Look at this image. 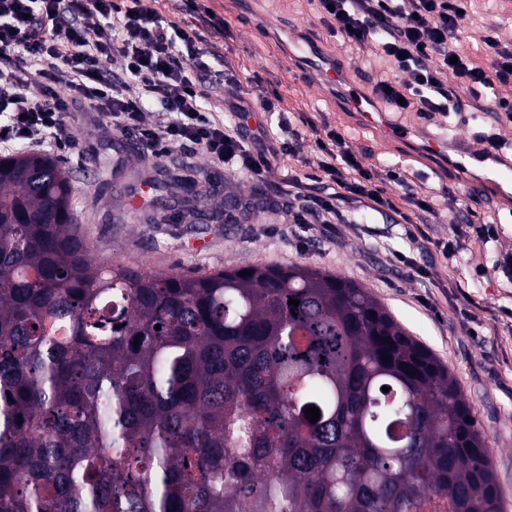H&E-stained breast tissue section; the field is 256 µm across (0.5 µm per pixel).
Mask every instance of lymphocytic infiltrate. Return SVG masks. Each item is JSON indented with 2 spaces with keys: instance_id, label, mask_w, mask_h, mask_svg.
<instances>
[{
  "instance_id": "lymphocytic-infiltrate-1",
  "label": "lymphocytic infiltrate",
  "mask_w": 512,
  "mask_h": 512,
  "mask_svg": "<svg viewBox=\"0 0 512 512\" xmlns=\"http://www.w3.org/2000/svg\"><path fill=\"white\" fill-rule=\"evenodd\" d=\"M329 32L389 73L375 84L378 102L393 112L448 115L493 99L512 123V99L495 95L512 84V45L496 28L481 30L489 64L460 48V23L474 0H313ZM189 27L162 17L155 0H0V151L70 146L62 132L76 104H84L113 132L136 140L153 159L201 154L253 186L243 210H278L287 224H315L321 232L352 224L358 213L407 210L435 214L423 192L405 189L399 168L363 166L346 138L330 126L312 129L328 192L312 193L299 174L271 181L277 163L299 160L305 134L279 105L276 93L255 103L237 97L215 114L206 81H227L215 39L224 18L204 0H173ZM276 116L275 126L249 138L242 132L252 106ZM403 186L386 197L383 181Z\"/></svg>"
}]
</instances>
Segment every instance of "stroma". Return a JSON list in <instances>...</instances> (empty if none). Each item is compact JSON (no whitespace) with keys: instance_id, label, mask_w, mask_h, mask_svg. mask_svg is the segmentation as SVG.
I'll use <instances>...</instances> for the list:
<instances>
[{"instance_id":"1","label":"stroma","mask_w":512,"mask_h":512,"mask_svg":"<svg viewBox=\"0 0 512 512\" xmlns=\"http://www.w3.org/2000/svg\"><path fill=\"white\" fill-rule=\"evenodd\" d=\"M208 5L226 21L220 39L224 63L241 91H277L281 108L290 111L295 123L329 122L364 164L380 170L396 166L413 188L429 191L437 213L425 225L393 224L379 216L367 224H342L331 239L310 224H286L281 232L269 233L275 216L263 208L231 224L207 213L190 224L182 216L183 177L208 175L216 209L223 206L225 194H249L250 183L201 155L185 164L145 157L136 141L113 135L111 127L81 105L67 120L74 146L57 157L72 177L74 217L93 258L185 275L248 263L304 264L363 284L455 376L488 437L503 512H512V280L500 267L502 258L512 255V210L488 197H468L461 184L427 175L412 157L388 148L375 131L350 126L315 79L288 70L285 48L297 32L343 60L351 58L342 40L318 21L309 0H208ZM498 117L491 103L446 117L385 115L391 124L411 122L426 134L442 136L450 130L471 140L496 132ZM464 198L475 221L491 224L497 232L484 249L485 275L433 250L413 253L415 264L429 267L426 279L413 275L410 267L390 263L391 252L408 250V233L452 238L457 202ZM154 211L165 215V223H151ZM464 308L472 319H462Z\"/></svg>"}]
</instances>
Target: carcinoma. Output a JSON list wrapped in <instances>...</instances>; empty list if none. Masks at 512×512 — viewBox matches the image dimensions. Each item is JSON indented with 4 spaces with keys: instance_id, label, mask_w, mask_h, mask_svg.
Instances as JSON below:
<instances>
[{
    "instance_id": "1",
    "label": "carcinoma",
    "mask_w": 512,
    "mask_h": 512,
    "mask_svg": "<svg viewBox=\"0 0 512 512\" xmlns=\"http://www.w3.org/2000/svg\"><path fill=\"white\" fill-rule=\"evenodd\" d=\"M72 193L0 159V512H502L456 379L362 285L101 263Z\"/></svg>"
}]
</instances>
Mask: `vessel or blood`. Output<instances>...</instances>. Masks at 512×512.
I'll list each match as a JSON object with an SVG mask.
<instances>
[{"instance_id": "obj_1", "label": "vessel or blood", "mask_w": 512, "mask_h": 512, "mask_svg": "<svg viewBox=\"0 0 512 512\" xmlns=\"http://www.w3.org/2000/svg\"><path fill=\"white\" fill-rule=\"evenodd\" d=\"M285 61L291 68L310 63L321 87L337 93L343 110L356 126L379 130L391 146L408 153L443 180L468 172L467 190L490 196L500 205L512 208V146L481 148L456 139L442 142L421 136L412 126L380 123L369 110L373 101L371 84L357 77L343 62L319 56L312 45L300 56L287 53Z\"/></svg>"}]
</instances>
